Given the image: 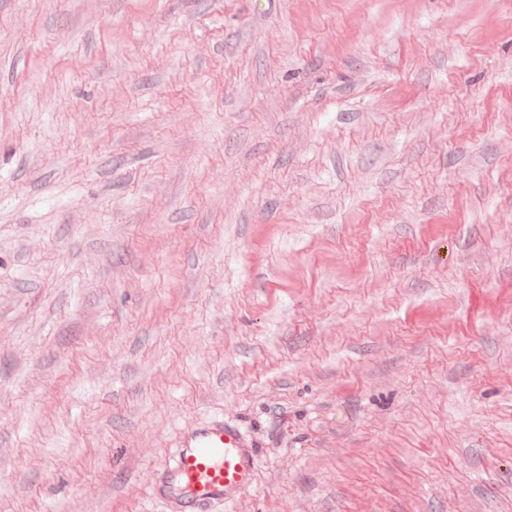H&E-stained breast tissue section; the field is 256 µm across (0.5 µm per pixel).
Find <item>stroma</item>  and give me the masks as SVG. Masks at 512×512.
<instances>
[{
    "label": "stroma",
    "mask_w": 512,
    "mask_h": 512,
    "mask_svg": "<svg viewBox=\"0 0 512 512\" xmlns=\"http://www.w3.org/2000/svg\"><path fill=\"white\" fill-rule=\"evenodd\" d=\"M512 512V0H0V512ZM247 436L223 421L197 427L183 442L175 458L172 480L181 489V507L222 508L251 487L257 467Z\"/></svg>",
    "instance_id": "stroma-1"
}]
</instances>
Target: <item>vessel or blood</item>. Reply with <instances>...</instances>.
<instances>
[{"label": "vessel or blood", "instance_id": "obj_1", "mask_svg": "<svg viewBox=\"0 0 512 512\" xmlns=\"http://www.w3.org/2000/svg\"><path fill=\"white\" fill-rule=\"evenodd\" d=\"M257 459L247 436L221 421L197 427L175 458L172 480L181 489L185 512L232 504L251 487Z\"/></svg>", "mask_w": 512, "mask_h": 512}]
</instances>
